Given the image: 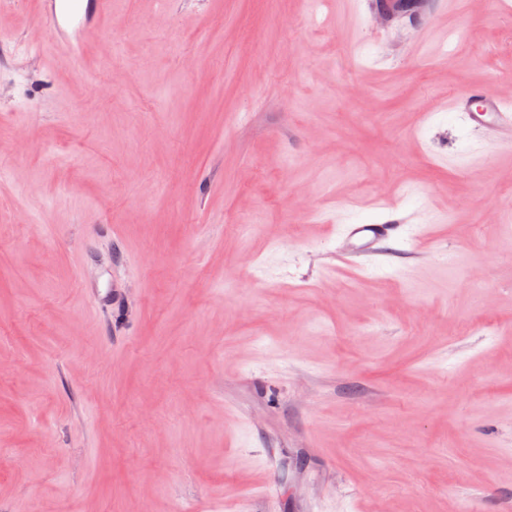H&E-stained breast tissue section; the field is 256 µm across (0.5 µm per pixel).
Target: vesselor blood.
<instances>
[{
    "mask_svg": "<svg viewBox=\"0 0 512 512\" xmlns=\"http://www.w3.org/2000/svg\"><path fill=\"white\" fill-rule=\"evenodd\" d=\"M41 15L55 31L70 57L81 58L89 41L104 34L112 21L110 0H42ZM452 108L484 126L489 135L512 144V107L490 86L477 85L458 95ZM401 227L398 218L378 224H348L343 229L345 255H371L379 244Z\"/></svg>",
    "mask_w": 512,
    "mask_h": 512,
    "instance_id": "1",
    "label": "vessel or blood"
}]
</instances>
